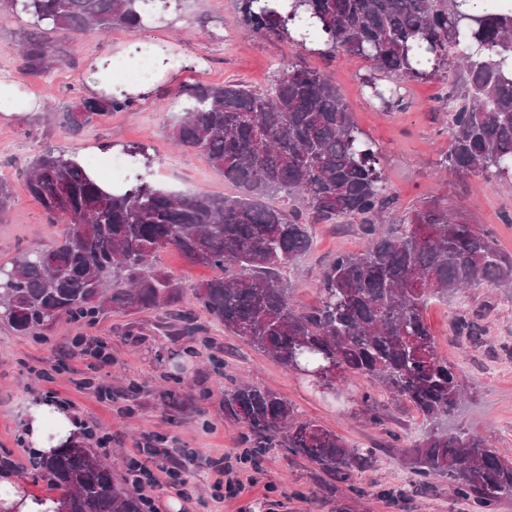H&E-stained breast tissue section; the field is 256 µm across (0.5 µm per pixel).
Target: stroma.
Returning <instances> with one entry per match:
<instances>
[{"instance_id":"35a3bbf8","label":"stroma","mask_w":512,"mask_h":512,"mask_svg":"<svg viewBox=\"0 0 512 512\" xmlns=\"http://www.w3.org/2000/svg\"><path fill=\"white\" fill-rule=\"evenodd\" d=\"M33 27L28 15L13 10L12 0H0V83L23 91L24 104L0 111V177L13 187L15 205L0 219V266L9 265L20 250L42 248L52 238L41 205L26 190V168L45 148L76 146L81 156L112 154L123 147L146 146L152 159L150 180L175 193L206 190L235 195L239 188L212 168L198 152L175 148L170 104L176 90L195 82L238 81L264 89L280 68L299 65L330 77L341 89L357 127L378 146L380 168L400 210L443 198L460 221L484 224L498 244L512 252V181L461 178L441 162L449 146L446 96L459 80L456 71L430 81L402 84V106L386 109L362 85L369 62L338 55L328 59L281 42L244 32L239 0H173L172 8L155 15L135 32L124 28L108 34L77 37L50 33L58 59L50 73L22 72L18 47ZM140 42L158 59L153 77L140 84L134 111L116 112L77 135H63L54 126L29 128L23 116L45 112L90 95L92 70L104 58L128 61L133 43ZM314 246L287 271L297 304L319 302L316 283L336 251L358 254L366 241L353 220L311 227ZM160 263L180 283L181 309L191 311L199 330L175 335L165 312L137 315L107 313L92 323L60 320L33 336H20L0 325V448L18 461H27L31 447L23 432L27 407L34 399H49L68 408L83 428L112 437L100 449L108 461L130 459L139 449L154 448L153 464L181 474L186 485H150L143 495L153 512H171L166 501L178 499L179 512H473L447 490L413 491L415 475L398 449L424 432L422 418L403 403L385 404L383 425L356 414V400L369 383L351 379L347 396L325 399L292 370L251 348L224 330L199 305L194 290L215 271L189 264L180 253L164 249ZM479 314L485 328L482 344L456 336L457 313ZM425 318L442 357L457 365L470 388L450 430L483 435L498 448L512 449V290L484 287L431 301ZM272 390L291 402L297 412L335 431L349 444L371 448V466L356 472L353 492L331 497L322 490L323 477L308 462L292 458L285 449L255 452L245 425L224 418V388L232 380ZM139 394H125L129 385ZM163 389L188 395L195 411L181 415L158 398ZM224 461L227 479L243 477V491L215 501L210 462Z\"/></svg>"}]
</instances>
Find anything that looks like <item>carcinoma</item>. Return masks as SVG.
Listing matches in <instances>:
<instances>
[{
  "instance_id": "1",
  "label": "carcinoma",
  "mask_w": 512,
  "mask_h": 512,
  "mask_svg": "<svg viewBox=\"0 0 512 512\" xmlns=\"http://www.w3.org/2000/svg\"><path fill=\"white\" fill-rule=\"evenodd\" d=\"M169 0H20L39 31L21 55L32 70L53 67L40 30L82 34L114 27L135 31ZM245 30L293 48L334 58L359 56L363 78L383 107L400 106L401 83L460 71L446 97L450 144L442 166L488 180L512 175V10L482 11L476 0H240ZM182 117L172 141L202 154L241 196L155 188L145 148L126 149L130 175L108 192L91 177L77 149H47L29 163L28 194L50 224V243L17 254L0 273V322L18 335L65 318L93 320L110 309L140 313L168 308L180 285L159 264L172 247L192 264L223 275L198 284L200 306L224 329L286 368L306 376L330 363L336 391L361 375L371 390L360 411L378 425L385 401L411 404L430 428L401 455L422 489L446 485L476 512L512 500V458L467 431L450 433L468 386L457 366L439 357L424 312L433 297L493 286L512 289V253L486 226L453 219L448 205L425 201L406 212L378 170L373 142L362 137L340 89L325 74L288 69L262 91L240 82L194 83L176 92ZM136 96L120 86L79 98L53 119L68 134L114 112ZM276 194L290 208L272 206ZM360 220L368 241L361 254L338 252L316 288L317 307L293 299L282 270L313 248L310 223ZM454 330L481 342L477 315L460 314ZM224 418L244 424L260 448L281 447L310 462L326 487L349 485L369 466L371 448L348 444L270 390L240 381L224 390ZM29 471L59 491L65 512H144L145 500L115 477L95 449L61 444L23 464L7 453L0 476Z\"/></svg>"
}]
</instances>
